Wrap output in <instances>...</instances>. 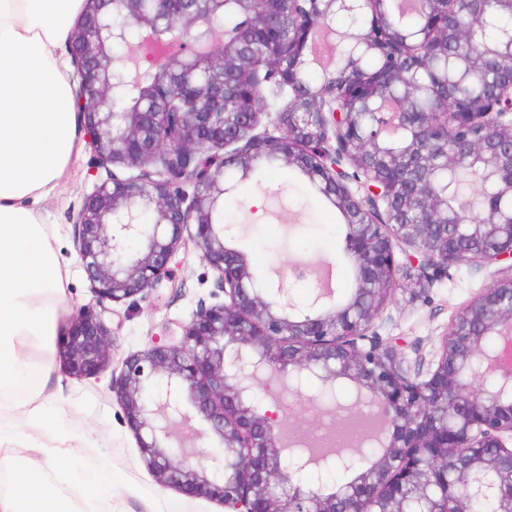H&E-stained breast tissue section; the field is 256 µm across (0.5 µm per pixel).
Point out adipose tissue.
Wrapping results in <instances>:
<instances>
[{"instance_id":"1","label":"adipose tissue","mask_w":512,"mask_h":512,"mask_svg":"<svg viewBox=\"0 0 512 512\" xmlns=\"http://www.w3.org/2000/svg\"><path fill=\"white\" fill-rule=\"evenodd\" d=\"M83 0H0V395L24 385L39 339L52 335L66 299L69 270L52 244L55 232L34 210L54 196L82 145L61 50ZM0 512H112L50 479L59 457L78 458L80 435L43 443L53 419L28 399L0 405Z\"/></svg>"}]
</instances>
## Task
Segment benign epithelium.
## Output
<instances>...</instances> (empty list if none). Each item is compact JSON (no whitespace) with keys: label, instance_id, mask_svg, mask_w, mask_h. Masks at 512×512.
Returning a JSON list of instances; mask_svg holds the SVG:
<instances>
[{"label":"benign epithelium","instance_id":"obj_1","mask_svg":"<svg viewBox=\"0 0 512 512\" xmlns=\"http://www.w3.org/2000/svg\"><path fill=\"white\" fill-rule=\"evenodd\" d=\"M92 0L70 45L79 76L74 108L83 116L95 168L106 178L77 215L79 258L99 309L78 314L68 336V368L99 374L111 357L106 303L136 302L168 278L178 250L192 241L216 275L224 300L202 307L177 341L155 338L129 356L112 392L157 481L221 503L227 512H512V55L489 73L483 93L421 112L416 82L425 52L371 18L363 40L384 61L380 74L345 68L347 86L389 102L376 112L325 84L319 111L289 97L276 112L278 136L256 133L263 112H228L224 56L274 55L288 66L278 88L296 86L308 35L331 16L361 14L363 0ZM288 4L293 25L273 23ZM458 0H423L433 31L476 43L456 26ZM263 19L260 37L217 48L209 30L228 8ZM139 92L136 109L118 95ZM273 154L297 169L340 211L353 270L348 300L302 312L284 278L258 284L246 254L225 239L224 164L246 178ZM462 161L494 181L498 202L457 206L436 179ZM364 177L363 194L351 178ZM152 220L145 221L146 216ZM140 248L128 252L129 244ZM406 259L396 260L395 249ZM498 267L495 281L462 308L433 359L405 361L374 330L396 290L401 267L413 287H432L452 267ZM348 380L379 409L389 437L343 489L325 493L292 481L280 445L281 421L258 402L255 385L285 376ZM201 420L219 448L200 455L183 444Z\"/></svg>","mask_w":512,"mask_h":512}]
</instances>
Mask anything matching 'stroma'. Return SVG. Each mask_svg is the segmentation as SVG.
<instances>
[{"label":"stroma","mask_w":512,"mask_h":512,"mask_svg":"<svg viewBox=\"0 0 512 512\" xmlns=\"http://www.w3.org/2000/svg\"><path fill=\"white\" fill-rule=\"evenodd\" d=\"M90 149H83L70 166L55 196L40 205L43 218L53 224L59 259L69 267L67 310L52 339L50 373L31 370L26 384L8 394L9 402L40 394L46 410L59 415L57 433L81 434L86 450L80 460H60L55 478L86 488L94 500L111 499L112 512H224L217 501L194 498L157 484L145 465L137 440L123 420L112 391V377L124 361L144 350L157 336L180 335L201 305L215 303L218 289L213 271L197 248L178 253L169 277L178 290L167 288L130 305L112 306V357L98 376L78 378L67 369L63 350L80 308L96 304L78 256L74 220L96 183ZM224 214L234 220L233 243L244 248L257 277L268 278L275 269L313 261H326L336 271V298L352 291L353 273L345 256L344 219L308 180L284 167L266 170L238 182L224 199ZM493 279L492 269L477 272L466 266L452 268L448 279L420 294L397 290L390 300L382 338H399L407 360L416 354L431 355L448 329L452 316ZM317 379H306L301 392H279V414L285 429L306 436L325 420L329 405L321 398ZM112 468L111 489L89 488L85 478L93 468Z\"/></svg>","instance_id":"35a3bbf8"}]
</instances>
